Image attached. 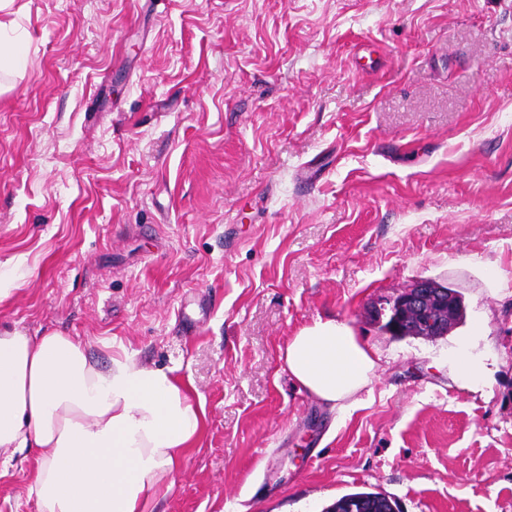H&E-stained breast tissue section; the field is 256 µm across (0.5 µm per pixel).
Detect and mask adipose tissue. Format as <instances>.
Wrapping results in <instances>:
<instances>
[{
    "mask_svg": "<svg viewBox=\"0 0 512 512\" xmlns=\"http://www.w3.org/2000/svg\"><path fill=\"white\" fill-rule=\"evenodd\" d=\"M281 358L294 385L340 412L378 368L331 317L289 336ZM190 394L173 370L126 353L92 360L75 336L0 331V451L38 449L36 512H147L203 428Z\"/></svg>",
    "mask_w": 512,
    "mask_h": 512,
    "instance_id": "ef3b65f1",
    "label": "adipose tissue"
}]
</instances>
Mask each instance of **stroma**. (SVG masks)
I'll return each mask as SVG.
<instances>
[{
  "instance_id": "1",
  "label": "stroma",
  "mask_w": 512,
  "mask_h": 512,
  "mask_svg": "<svg viewBox=\"0 0 512 512\" xmlns=\"http://www.w3.org/2000/svg\"><path fill=\"white\" fill-rule=\"evenodd\" d=\"M0 42V330L191 381L152 512H512V0H11ZM423 278L463 322L381 331ZM329 315L379 356L343 414L280 359ZM38 458L0 453V512H36ZM453 380L468 388H477L484 377L483 363L472 353L470 341L460 342L449 354ZM324 512H400L397 502L378 492L346 494L328 506Z\"/></svg>"
}]
</instances>
